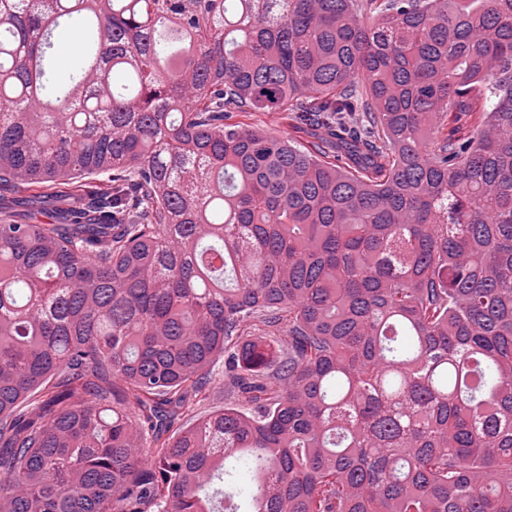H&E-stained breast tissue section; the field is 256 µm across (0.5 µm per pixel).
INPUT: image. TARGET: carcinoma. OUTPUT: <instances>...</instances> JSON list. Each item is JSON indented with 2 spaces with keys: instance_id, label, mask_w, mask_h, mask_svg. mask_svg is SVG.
Masks as SVG:
<instances>
[{
  "instance_id": "1",
  "label": "carcinoma",
  "mask_w": 512,
  "mask_h": 512,
  "mask_svg": "<svg viewBox=\"0 0 512 512\" xmlns=\"http://www.w3.org/2000/svg\"><path fill=\"white\" fill-rule=\"evenodd\" d=\"M0 190V512H512V0H0ZM248 122L273 135L292 134V128L284 119V112H251ZM211 389H212V397L211 400L206 406L207 410L212 406H224V358H220L216 360L214 366L212 367L211 374ZM204 409V410H206ZM226 468L235 473L238 478V489L241 492L238 503L241 509H243L246 507L252 492L248 462L244 459L238 461L234 458H228L226 460Z\"/></svg>"
}]
</instances>
